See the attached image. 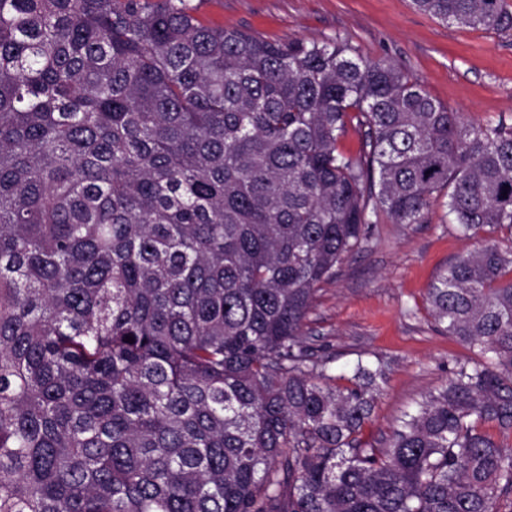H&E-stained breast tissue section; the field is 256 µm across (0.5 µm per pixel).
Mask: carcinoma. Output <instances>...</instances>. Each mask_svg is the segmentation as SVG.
<instances>
[{"label": "carcinoma", "instance_id": "obj_1", "mask_svg": "<svg viewBox=\"0 0 512 512\" xmlns=\"http://www.w3.org/2000/svg\"><path fill=\"white\" fill-rule=\"evenodd\" d=\"M412 4L512 30V0ZM439 199L512 237V125L392 59L190 0H0V512H499L512 453L481 427L512 433V248L428 288L475 358L382 447L361 434L387 365L340 386L303 341L375 219Z\"/></svg>", "mask_w": 512, "mask_h": 512}]
</instances>
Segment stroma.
Wrapping results in <instances>:
<instances>
[{
	"label": "stroma",
	"mask_w": 512,
	"mask_h": 512,
	"mask_svg": "<svg viewBox=\"0 0 512 512\" xmlns=\"http://www.w3.org/2000/svg\"><path fill=\"white\" fill-rule=\"evenodd\" d=\"M208 25L268 40L348 41L364 58H389L468 122L512 124V31L450 26L411 0H191ZM479 239L460 234L437 207L424 224L382 221L362 248L323 284L309 314L311 344L334 355L333 376L357 359H382L386 383L364 440L384 444L393 425L446 379L469 349L437 330L429 285Z\"/></svg>",
	"instance_id": "35a3bbf8"
}]
</instances>
